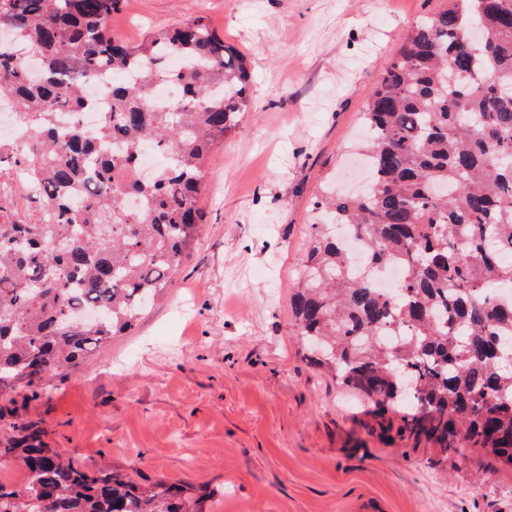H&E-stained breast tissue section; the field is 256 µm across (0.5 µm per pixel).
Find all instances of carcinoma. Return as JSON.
I'll use <instances>...</instances> for the list:
<instances>
[{
    "label": "carcinoma",
    "mask_w": 512,
    "mask_h": 512,
    "mask_svg": "<svg viewBox=\"0 0 512 512\" xmlns=\"http://www.w3.org/2000/svg\"><path fill=\"white\" fill-rule=\"evenodd\" d=\"M423 19L372 88L369 186L325 196L316 208L299 280L290 296L297 336L314 367L402 430L439 446L451 461L460 440L512 465V0H451ZM123 0H0V97L30 126L25 144L0 153V177L28 169L41 178L25 213L0 199V385L74 364L131 332L201 232L198 195L213 148L249 111L241 55L201 16L132 46L112 36ZM40 57L29 79L6 49L10 38ZM176 53L193 62L167 66ZM112 108L87 132L55 115L93 107L80 83L103 71ZM179 95L147 105L153 87ZM123 142L102 151V137ZM168 163L132 192L126 208L109 171L135 162L142 145ZM356 231L375 269L404 278L388 294L352 273L340 229ZM28 476L0 484V512H199L200 498L165 480L149 486L65 458L34 422L0 433V462Z\"/></svg>",
    "instance_id": "cac0c4a2"
}]
</instances>
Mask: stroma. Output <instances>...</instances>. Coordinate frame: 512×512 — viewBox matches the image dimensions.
Masks as SVG:
<instances>
[{
  "mask_svg": "<svg viewBox=\"0 0 512 512\" xmlns=\"http://www.w3.org/2000/svg\"><path fill=\"white\" fill-rule=\"evenodd\" d=\"M448 0H124L131 45L205 17L245 57L252 111L211 152L202 231L134 330L31 387L0 389V425L139 480L223 487L204 512H512V465L382 426L310 368L289 295L325 184H362L349 148L369 93Z\"/></svg>",
  "mask_w": 512,
  "mask_h": 512,
  "instance_id": "stroma-1",
  "label": "stroma"
}]
</instances>
